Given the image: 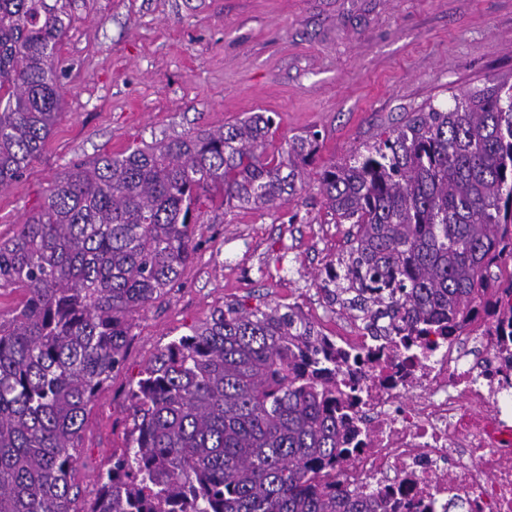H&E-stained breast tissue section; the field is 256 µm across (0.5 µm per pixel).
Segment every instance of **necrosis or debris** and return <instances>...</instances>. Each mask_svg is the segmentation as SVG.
<instances>
[{"label":"necrosis or debris","mask_w":512,"mask_h":512,"mask_svg":"<svg viewBox=\"0 0 512 512\" xmlns=\"http://www.w3.org/2000/svg\"><path fill=\"white\" fill-rule=\"evenodd\" d=\"M336 394L351 407L340 422L341 488L380 512H512V338L478 318L416 339L391 359L388 339L336 336Z\"/></svg>","instance_id":"obj_1"}]
</instances>
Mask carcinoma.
<instances>
[{"label": "carcinoma", "mask_w": 512, "mask_h": 512, "mask_svg": "<svg viewBox=\"0 0 512 512\" xmlns=\"http://www.w3.org/2000/svg\"><path fill=\"white\" fill-rule=\"evenodd\" d=\"M75 0H0V187L43 153L61 116L60 44ZM381 131L319 175L327 223L349 225L320 290L373 336L501 331L486 291L512 260V87L453 95ZM275 120L144 143L60 172L0 238V512H378L325 480L343 408L336 352L295 304L217 307L170 340L128 391L133 428L88 508L71 495L85 416L124 363L135 315L191 261L203 199L279 207L317 133L269 151Z\"/></svg>", "instance_id": "obj_1"}]
</instances>
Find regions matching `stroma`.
<instances>
[{
	"label": "stroma",
	"instance_id": "1",
	"mask_svg": "<svg viewBox=\"0 0 512 512\" xmlns=\"http://www.w3.org/2000/svg\"><path fill=\"white\" fill-rule=\"evenodd\" d=\"M62 117L19 183L0 188V238L66 166L270 112L274 146L320 150L287 204L204 203L179 281L136 314L126 360L99 392L72 473L81 504L126 446L127 393L171 339L227 303L299 304L326 335L354 321L318 289L346 225L326 221L323 166L348 160L406 113L452 106L488 78L512 84V0H77L60 47Z\"/></svg>",
	"mask_w": 512,
	"mask_h": 512
}]
</instances>
